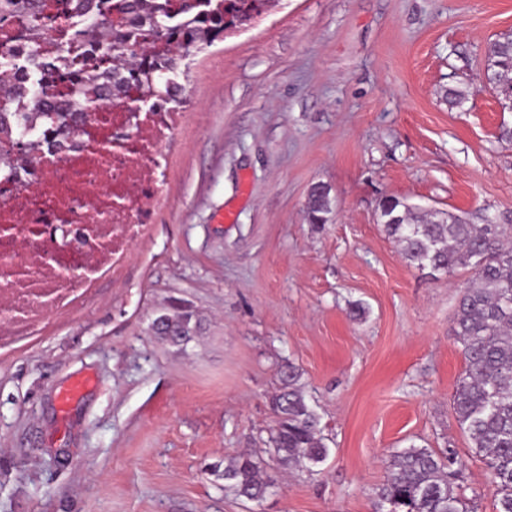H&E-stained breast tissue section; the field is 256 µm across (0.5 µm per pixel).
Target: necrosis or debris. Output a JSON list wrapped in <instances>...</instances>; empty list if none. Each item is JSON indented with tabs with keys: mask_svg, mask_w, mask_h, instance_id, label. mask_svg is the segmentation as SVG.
<instances>
[{
	"mask_svg": "<svg viewBox=\"0 0 512 512\" xmlns=\"http://www.w3.org/2000/svg\"><path fill=\"white\" fill-rule=\"evenodd\" d=\"M110 45L112 19L84 26L66 44L60 73L76 76L81 44ZM134 85L88 105L93 120L62 132L34 131L35 147L15 155L16 178L0 181V337L65 313L96 280L116 272L152 229L167 183L172 112L136 107Z\"/></svg>",
	"mask_w": 512,
	"mask_h": 512,
	"instance_id": "obj_1",
	"label": "necrosis or debris"
}]
</instances>
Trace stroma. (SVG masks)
I'll return each instance as SVG.
<instances>
[{"mask_svg": "<svg viewBox=\"0 0 512 512\" xmlns=\"http://www.w3.org/2000/svg\"><path fill=\"white\" fill-rule=\"evenodd\" d=\"M504 37L512 0H277L194 52L151 233L68 314L0 348V512H375L413 444L457 448L473 512H496L453 410L472 270L410 266L377 207L512 224V108L482 83ZM451 86L471 91L463 108ZM316 184L323 224L307 219ZM173 297L202 320L180 347L149 331ZM288 363L329 456L272 471L250 502L225 492L224 460L266 448ZM331 212V200L329 190L321 185H314L308 195L307 216L313 224L326 223L327 216ZM319 221H323L319 223Z\"/></svg>", "mask_w": 512, "mask_h": 512, "instance_id": "stroma-1", "label": "stroma"}]
</instances>
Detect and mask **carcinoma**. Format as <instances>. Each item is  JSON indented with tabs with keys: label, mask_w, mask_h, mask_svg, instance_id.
<instances>
[{
	"label": "carcinoma",
	"mask_w": 512,
	"mask_h": 512,
	"mask_svg": "<svg viewBox=\"0 0 512 512\" xmlns=\"http://www.w3.org/2000/svg\"><path fill=\"white\" fill-rule=\"evenodd\" d=\"M275 0H0V38L26 36L25 59L31 96L39 103L44 121L67 127L79 104L98 93L94 79L54 82L55 72L45 58L41 39L49 16L68 15L81 22L115 13L122 30L112 31V48H96L82 56L81 71L90 73L112 67V94L124 87L123 66L136 54V29L150 26L154 59L134 73L143 87L141 100L151 107L177 103L176 85L169 77L190 49L224 37L226 16L247 21L261 14ZM488 75L501 92L512 87V40L487 46ZM13 91L0 84V133L11 138L15 150L25 149L32 129L13 108ZM331 213L329 190L314 185L308 195L311 223L326 221ZM401 223L384 230L400 246L406 260L419 269L451 274L459 265L473 270L462 289L453 318V333L460 344L465 371L453 396L456 421L472 440V451L492 477L497 512H512V224H470L451 213L437 212L421 218L400 206ZM160 324H150L152 335L175 345L191 340L200 329L196 313L186 303L172 300L162 309ZM275 426L268 439V457L243 454L224 463V491L259 503L274 481L268 470L304 466L313 469L328 454L320 437L319 418L308 404L298 369L282 370L281 388L271 401ZM462 468L454 448L437 452L411 445L393 456L378 502L392 512H469L458 483Z\"/></svg>",
	"instance_id": "1"
}]
</instances>
